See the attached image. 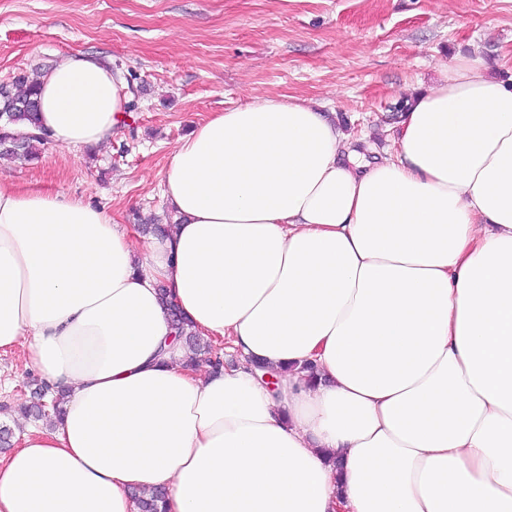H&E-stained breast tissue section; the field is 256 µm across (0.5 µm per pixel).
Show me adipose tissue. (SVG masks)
I'll use <instances>...</instances> for the list:
<instances>
[{
	"label": "adipose tissue",
	"mask_w": 512,
	"mask_h": 512,
	"mask_svg": "<svg viewBox=\"0 0 512 512\" xmlns=\"http://www.w3.org/2000/svg\"><path fill=\"white\" fill-rule=\"evenodd\" d=\"M129 100L90 55L39 76L73 153ZM161 188L176 223L147 240L0 182V350L65 396L0 458V512H137L154 487L166 512H512V86L443 66L370 159L257 96L195 125ZM163 289L239 363L188 366ZM132 497L139 512H161L165 508L166 491L163 488L134 490Z\"/></svg>",
	"instance_id": "1"
}]
</instances>
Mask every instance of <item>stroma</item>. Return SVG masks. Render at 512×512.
<instances>
[{"label": "stroma", "mask_w": 512, "mask_h": 512, "mask_svg": "<svg viewBox=\"0 0 512 512\" xmlns=\"http://www.w3.org/2000/svg\"><path fill=\"white\" fill-rule=\"evenodd\" d=\"M74 53L124 73L126 121L77 155L48 144L0 162V179L142 224L168 217L159 180L178 140L249 96L305 100L382 152L409 90L456 58L480 56L512 85V0H0V81ZM34 375L0 353V426L17 434Z\"/></svg>", "instance_id": "35a3bbf8"}]
</instances>
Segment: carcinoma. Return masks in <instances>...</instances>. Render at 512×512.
<instances>
[{"label":"carcinoma","instance_id":"cac0c4a2","mask_svg":"<svg viewBox=\"0 0 512 512\" xmlns=\"http://www.w3.org/2000/svg\"><path fill=\"white\" fill-rule=\"evenodd\" d=\"M37 83L26 75H19L7 83L6 87L0 86V160L1 159H30L34 156L35 147L47 142V137L40 132L39 113L37 104ZM25 124L30 127L26 133H18L6 130L11 125ZM159 294L163 302L168 304L172 328L179 337H186L190 354L188 362L198 361V355L212 352V346L202 345L198 336L189 331V323L182 314L168 303L167 289L159 288ZM33 398L36 402L24 409L27 415L51 420L61 414L64 395L58 394L52 399L50 408L40 405L44 395L48 392V386L43 382H33ZM139 512H162L165 508L166 491L163 488L152 490H135L132 492Z\"/></svg>","mask_w":512,"mask_h":512}]
</instances>
